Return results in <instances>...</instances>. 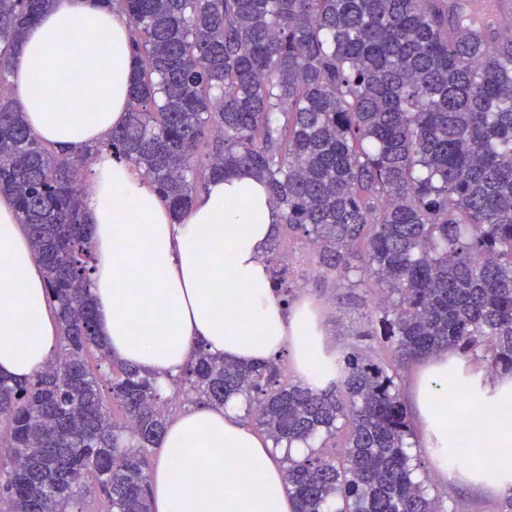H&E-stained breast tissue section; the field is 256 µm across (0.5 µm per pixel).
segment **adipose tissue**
<instances>
[{
  "mask_svg": "<svg viewBox=\"0 0 512 512\" xmlns=\"http://www.w3.org/2000/svg\"><path fill=\"white\" fill-rule=\"evenodd\" d=\"M133 61L127 20L90 0H57L26 31L11 82L36 138L75 151L127 118ZM41 89H34V82ZM84 219L95 257L91 293L97 333L115 361L158 375L178 373L195 348L243 364L289 353L305 377L327 347L309 297L292 309L277 298L263 258L279 221L265 186L242 170L209 181L174 221L152 184L107 154L91 162ZM58 326L47 282L11 202L0 199V375L25 380L53 357ZM469 388L488 423L463 434L448 383ZM441 473L452 448L489 455L475 485L512 493V375L488 378L456 350L424 360L410 392ZM155 512H294L271 448L236 404L191 407L168 427L152 471Z\"/></svg>",
  "mask_w": 512,
  "mask_h": 512,
  "instance_id": "adipose-tissue-1",
  "label": "adipose tissue"
}]
</instances>
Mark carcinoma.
<instances>
[{"instance_id": "carcinoma-1", "label": "carcinoma", "mask_w": 512, "mask_h": 512, "mask_svg": "<svg viewBox=\"0 0 512 512\" xmlns=\"http://www.w3.org/2000/svg\"><path fill=\"white\" fill-rule=\"evenodd\" d=\"M128 19V117L65 154L15 106L10 63L56 0H0V195L48 284L60 338L27 381L0 378V512H152L151 457L190 403L244 405L281 453L296 512H447L417 455L404 370L448 347L489 346L512 372V37L489 0H99ZM106 151L181 217L212 178L249 169L280 223L265 252L286 308L313 280L363 308L319 363L321 386L281 354L239 365L197 348L170 394L114 362L96 331L83 182ZM377 293L369 306L356 289ZM122 413L111 417L103 393ZM303 446L307 453L292 455ZM100 493L84 498L86 482Z\"/></svg>"}]
</instances>
